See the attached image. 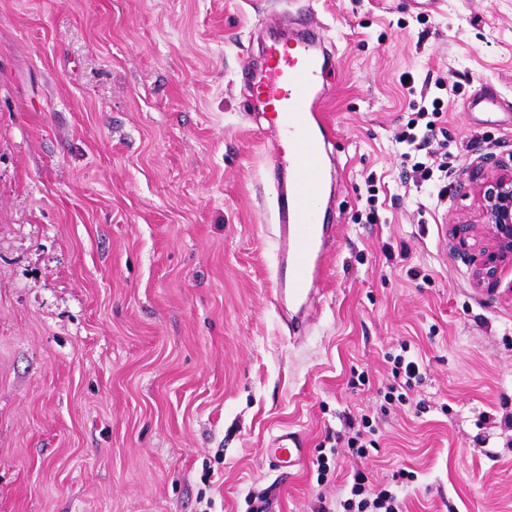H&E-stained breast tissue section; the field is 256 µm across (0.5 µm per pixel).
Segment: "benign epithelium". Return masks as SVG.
<instances>
[{"label":"benign epithelium","instance_id":"1","mask_svg":"<svg viewBox=\"0 0 512 512\" xmlns=\"http://www.w3.org/2000/svg\"><path fill=\"white\" fill-rule=\"evenodd\" d=\"M466 174L475 186L482 222L456 224L454 233L462 253L475 264L477 284L495 283L502 264L512 263V154L483 157Z\"/></svg>","mask_w":512,"mask_h":512}]
</instances>
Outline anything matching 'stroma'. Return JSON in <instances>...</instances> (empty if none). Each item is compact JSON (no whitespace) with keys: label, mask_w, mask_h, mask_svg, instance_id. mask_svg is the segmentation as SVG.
<instances>
[{"label":"stroma","mask_w":512,"mask_h":512,"mask_svg":"<svg viewBox=\"0 0 512 512\" xmlns=\"http://www.w3.org/2000/svg\"><path fill=\"white\" fill-rule=\"evenodd\" d=\"M305 7L335 66L301 310L273 303L276 131L243 73ZM406 73L449 87L438 207L395 142ZM491 93L512 104V0H0V512H318L357 469L415 472L403 512H512V268L476 288L450 234L477 218L465 170L512 152V111L463 109ZM404 342L425 378L389 407ZM364 413L361 459L343 418ZM284 428L308 443L287 478L264 453Z\"/></svg>","instance_id":"35a3bbf8"}]
</instances>
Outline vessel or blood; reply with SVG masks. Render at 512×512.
Segmentation results:
<instances>
[{"label": "vessel or blood", "mask_w": 512, "mask_h": 512, "mask_svg": "<svg viewBox=\"0 0 512 512\" xmlns=\"http://www.w3.org/2000/svg\"><path fill=\"white\" fill-rule=\"evenodd\" d=\"M334 55L319 33L301 24L292 42L264 48L261 65L247 73L249 96L279 137L269 165L275 196L277 272H288L292 300H310L324 264L328 229L319 206L321 144L331 129L317 112L328 89ZM301 433L274 435L266 450L281 474H289L306 456Z\"/></svg>", "instance_id": "b4317fda"}]
</instances>
